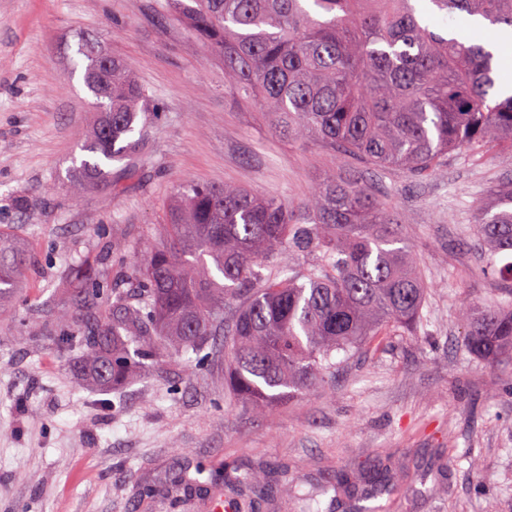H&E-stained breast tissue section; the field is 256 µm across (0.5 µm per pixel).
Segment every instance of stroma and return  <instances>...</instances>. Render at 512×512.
<instances>
[{
	"label": "stroma",
	"mask_w": 512,
	"mask_h": 512,
	"mask_svg": "<svg viewBox=\"0 0 512 512\" xmlns=\"http://www.w3.org/2000/svg\"><path fill=\"white\" fill-rule=\"evenodd\" d=\"M125 59L150 103L147 136L109 182L73 191L94 99L79 37ZM317 141L291 147L224 86V64L173 0H0V233L25 246L21 288L0 311V512H210L173 497L198 466H240L288 482L255 512H299L342 475L350 493L314 512H358L379 483L390 512H512V356L468 352L460 309L498 305L473 235L512 161L459 158L429 177L389 169L375 183L402 220L427 283L414 331L334 354L310 392L265 411L224 390L222 361L194 352L101 389L80 349L93 301L143 259L183 183H234L294 202L334 167ZM91 265L84 283L75 265ZM84 287L91 306L78 305ZM70 310V323L59 313Z\"/></svg>",
	"instance_id": "1"
}]
</instances>
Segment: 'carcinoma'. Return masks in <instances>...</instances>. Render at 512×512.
Instances as JSON below:
<instances>
[{"mask_svg":"<svg viewBox=\"0 0 512 512\" xmlns=\"http://www.w3.org/2000/svg\"><path fill=\"white\" fill-rule=\"evenodd\" d=\"M512 27V0H430ZM210 52L224 62V86L267 117L290 145L318 140L337 158L373 171L425 177L457 155L512 160V92L496 90L498 61L474 38L444 37L421 25L413 0H175ZM84 81L99 110L80 150L78 191L106 182L105 167L136 151L149 99L129 65L102 70L79 43ZM479 246L507 300L465 307L468 351L512 354V178L496 184L474 223ZM302 260L285 275L281 254ZM25 251L0 235V305L18 287ZM130 302L112 289L105 319L80 341L89 379L108 388L179 350L224 359L225 383L258 409L315 384L347 353L386 327L420 319L427 286L386 199L358 171L333 168L291 203L244 186L186 184L169 202L159 241L122 274ZM226 336L210 349L209 337ZM171 342L169 351L154 339ZM211 481L243 512V492L265 488L245 470Z\"/></svg>","mask_w":512,"mask_h":512,"instance_id":"cac0c4a2","label":"carcinoma"}]
</instances>
